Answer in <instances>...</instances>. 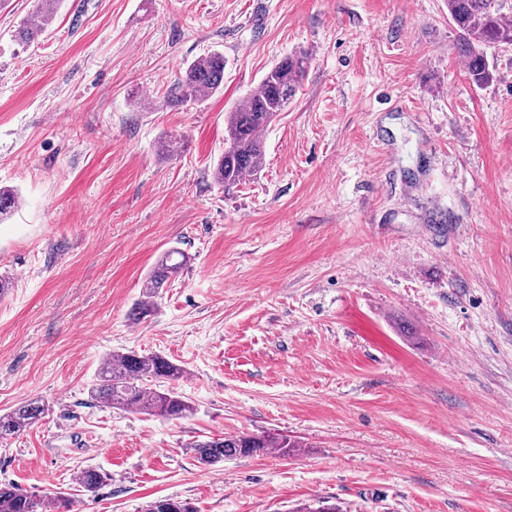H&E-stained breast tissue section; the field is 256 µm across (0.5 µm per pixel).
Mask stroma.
<instances>
[{
    "label": "stroma",
    "mask_w": 512,
    "mask_h": 512,
    "mask_svg": "<svg viewBox=\"0 0 512 512\" xmlns=\"http://www.w3.org/2000/svg\"><path fill=\"white\" fill-rule=\"evenodd\" d=\"M0 0V481L75 512H512V47L473 86L446 0H64L37 45ZM224 89L167 106L193 60ZM310 64L233 193L224 114ZM184 147L162 159L160 141ZM187 263L132 310L159 256ZM182 365V419L92 400L102 359ZM287 437L206 467L194 441ZM106 473L95 494L77 483ZM45 411L37 402H27L12 411L0 414V439H6L32 426Z\"/></svg>",
    "instance_id": "35a3bbf8"
}]
</instances>
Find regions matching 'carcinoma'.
Instances as JSON below:
<instances>
[{"label": "carcinoma", "mask_w": 512, "mask_h": 512, "mask_svg": "<svg viewBox=\"0 0 512 512\" xmlns=\"http://www.w3.org/2000/svg\"><path fill=\"white\" fill-rule=\"evenodd\" d=\"M448 21L455 32L458 55L473 85L481 87L490 79L487 50L512 46V20L501 12L498 0H447ZM61 0H38L33 14L20 21L14 31L16 41L35 43L52 25ZM309 63L305 55L288 56L271 67L245 100L224 113V152L212 168L213 181L229 193L264 164L262 133L285 111L301 86ZM224 87V54L208 52L188 64L165 92L173 108L187 102L204 101ZM17 194L0 188V222L16 211ZM186 262L185 255L172 249L157 261L145 281L146 298L136 304L134 319L154 314L158 290L167 286ZM183 366L159 354L139 355L132 351L113 352L104 359L96 382L89 389L92 400L135 413L180 419L194 411L192 403L164 383L180 380ZM45 411L37 402H27L0 414V439L12 437L32 426ZM298 447L286 437H259L248 434L224 435L192 444L199 463L214 466L225 460L254 456L273 448L285 455ZM107 475L87 468L77 477L88 493H95ZM73 502L65 495L50 501L37 499L12 484L0 483V512H72ZM145 512H195L193 505L170 497L157 498Z\"/></svg>", "instance_id": "carcinoma-1"}]
</instances>
